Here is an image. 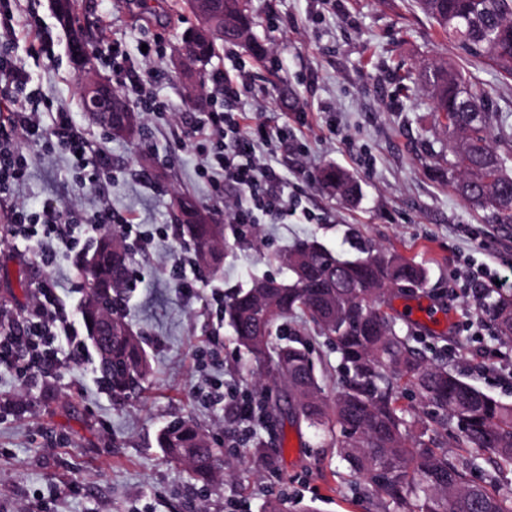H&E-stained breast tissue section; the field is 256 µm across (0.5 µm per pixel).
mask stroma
Returning <instances> with one entry per match:
<instances>
[{
    "label": "stroma",
    "mask_w": 512,
    "mask_h": 512,
    "mask_svg": "<svg viewBox=\"0 0 512 512\" xmlns=\"http://www.w3.org/2000/svg\"><path fill=\"white\" fill-rule=\"evenodd\" d=\"M181 0H154L151 11L135 0H79V23L94 52L99 76L111 78L102 49L120 39L133 60L153 40L162 79L155 96L181 120L210 108L207 96L179 72L175 58L195 18ZM14 56L54 108L71 112L77 127L110 157L115 178L106 194L114 210L133 217L149 249L131 248L134 288L125 316L144 340L151 365L142 393L119 401L96 371L75 365L60 351V365L47 376L25 378L0 367V400L17 410L0 414V512H265L268 500H301L316 512H384L337 448L306 425L285 422L284 447L263 461L243 462L239 477L204 483L169 459L158 433L170 420L190 418L223 451L256 449L266 440L262 419L244 426L217 392H254V367L233 340L216 289L225 298L273 277L288 283L286 265L272 261L298 243L317 241L339 258L361 256L373 246L422 266L426 280L415 294L439 312L435 329L400 316L396 329L427 360L447 365L468 383L512 402V344L502 343L480 299L469 293L466 258L496 266L512 253V227L492 222L488 212L466 203L448 182V134L433 111L430 89L415 83L400 89L394 72L418 73L455 61L470 80L487 84L494 109L506 118L494 145L512 142V79L497 76L448 43L413 0H251L261 21L263 57L227 44L211 70L245 62L255 88L246 122L274 130L300 131L307 174L295 155L275 157L271 166L286 184L285 197L297 211L287 223L228 224L224 208L197 174L191 148H178L163 115L141 117L145 139L115 138L84 112L80 76L69 53V37L53 15L50 0H16ZM278 27H271V18ZM54 40V54L35 55L40 36ZM17 145L29 157L26 180L16 197L32 209L45 203L62 211L91 209L93 193L76 183L66 152L43 154L25 139ZM346 171L358 187L350 201L318 185L325 167ZM181 193L210 211L224 227V262L210 275L191 265L193 285L185 293L170 273L174 260L192 256L186 237L169 234L171 208ZM314 212L306 220L305 212ZM35 241L0 245V305L17 316L31 311V296L44 280L61 287L67 309L85 299L77 253L43 267ZM307 343L325 395L339 389L338 356L312 326L296 323ZM455 423L437 429L438 444L465 465L472 483L512 488V466L487 457L470 459L455 446Z\"/></svg>",
    "instance_id": "35a3bbf8"
}]
</instances>
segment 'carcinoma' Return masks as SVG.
Listing matches in <instances>:
<instances>
[{"mask_svg":"<svg viewBox=\"0 0 512 512\" xmlns=\"http://www.w3.org/2000/svg\"><path fill=\"white\" fill-rule=\"evenodd\" d=\"M237 0H224L226 23L243 31L226 38L216 31L211 45L191 62L190 75L203 84L204 67L217 46L237 39L261 54L253 29L260 21L244 0L243 15L233 17ZM418 9L439 31L475 59L492 63L494 71L512 78V0H416ZM417 80L433 95L434 111L448 129V174L469 203L493 210L499 224L512 227V146L501 151L490 144L494 112L487 85L471 83L450 62L420 72ZM124 120L131 134L140 131L137 113L104 117L101 124ZM322 187L355 189L343 171L328 167ZM182 233L195 248V263L214 272L224 258V228L208 211L186 197L177 198ZM101 272L90 273L84 260L78 273L86 297L99 299L113 321L126 325L122 308L130 288V260L125 243L107 234L96 242ZM277 260L288 265L292 282L265 295L251 287L238 292L224 308L238 347L255 363L260 388L280 391L288 399L292 419L329 435L344 449L354 471L386 504L399 512H512V490H489L469 484L466 472L437 447L427 427L414 433L413 422L398 406L399 395L413 391L431 402L446 419L457 422V447L489 452L496 462L512 466V403L502 402L462 380L441 364L429 363L395 330V317L384 311L386 295L411 293L426 272L420 265L371 249L367 256L338 260L317 242L294 248ZM500 336L512 341V297L486 304ZM310 321L340 354L341 390L328 401L315 373L310 350L297 336L285 335L288 321ZM101 361L103 384L116 400L132 397L150 372L142 338L112 337V360ZM159 444L177 463L197 477L216 478L212 466L222 452L187 419L163 428Z\"/></svg>","mask_w":512,"mask_h":512,"instance_id":"cac0c4a2","label":"carcinoma"}]
</instances>
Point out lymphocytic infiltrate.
Listing matches in <instances>:
<instances>
[{
    "instance_id": "lymphocytic-infiltrate-1",
    "label": "lymphocytic infiltrate",
    "mask_w": 512,
    "mask_h": 512,
    "mask_svg": "<svg viewBox=\"0 0 512 512\" xmlns=\"http://www.w3.org/2000/svg\"><path fill=\"white\" fill-rule=\"evenodd\" d=\"M13 2L0 0V95L14 102L8 115L0 117V208L5 211L0 241L21 238L46 243L44 261L51 264L58 259V247L73 251L82 240L101 231L126 238L133 234L134 222L102 204L83 216L81 223L65 224L53 205L33 212L25 203L13 200L12 189L23 182L28 170V160L17 147L21 138L48 151L59 147L75 155L81 185L96 186L112 171L106 154L93 152L89 139L76 127L70 112L56 110L53 129L44 127L43 99L30 90L26 71L12 58L16 38ZM108 58L115 85L126 99L150 115L167 111V104L150 90L152 74L131 62L123 48L109 51ZM252 85V76L243 64L215 72L207 89L212 103L210 112L184 126L176 140L177 146L195 148L202 176L221 171L222 180H212V193L217 201H229L227 219L232 224H256L264 216L284 219L292 213L277 189L272 169L257 157L256 146L273 141L280 150L289 153L296 149V133L285 127L272 133L261 123L246 125L241 112L229 109ZM60 301L55 286L43 282L35 290V306L28 317L21 319L0 308L1 366L20 375L45 374L56 367L61 349H68L71 356L84 357L79 321L62 314Z\"/></svg>"
}]
</instances>
